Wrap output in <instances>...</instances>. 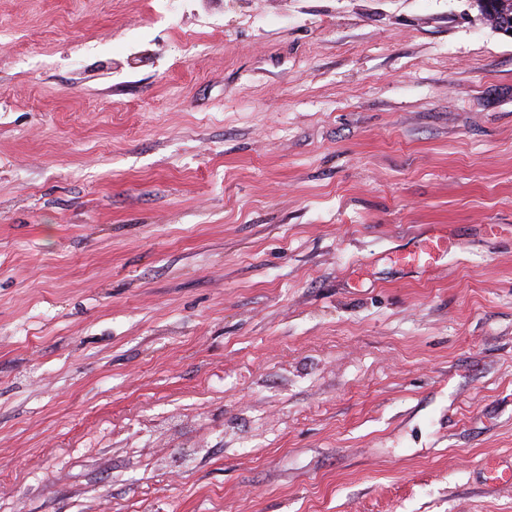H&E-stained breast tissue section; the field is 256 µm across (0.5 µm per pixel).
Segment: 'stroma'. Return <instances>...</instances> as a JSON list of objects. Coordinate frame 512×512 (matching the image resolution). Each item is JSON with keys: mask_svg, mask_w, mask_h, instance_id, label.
Wrapping results in <instances>:
<instances>
[{"mask_svg": "<svg viewBox=\"0 0 512 512\" xmlns=\"http://www.w3.org/2000/svg\"><path fill=\"white\" fill-rule=\"evenodd\" d=\"M491 463L511 37L470 0H0V512H512Z\"/></svg>", "mask_w": 512, "mask_h": 512, "instance_id": "stroma-1", "label": "stroma"}]
</instances>
